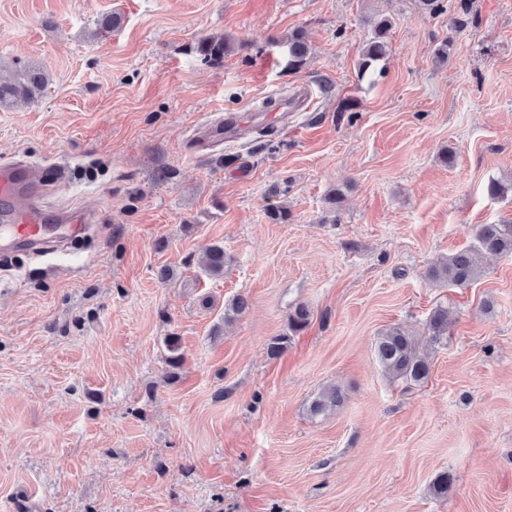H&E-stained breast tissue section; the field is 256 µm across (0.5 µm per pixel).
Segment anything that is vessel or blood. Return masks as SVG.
<instances>
[{"label": "vessel or blood", "mask_w": 512, "mask_h": 512, "mask_svg": "<svg viewBox=\"0 0 512 512\" xmlns=\"http://www.w3.org/2000/svg\"><path fill=\"white\" fill-rule=\"evenodd\" d=\"M301 97H279L257 113H225L219 123L198 138L195 149L205 150L211 139L225 138L241 132L247 123L278 126L288 120V114L301 105ZM49 187L42 168L18 160L0 164V254L33 250L50 256L69 241L85 234L91 216L82 210L60 208L47 210L42 199Z\"/></svg>", "instance_id": "vessel-or-blood-1"}]
</instances>
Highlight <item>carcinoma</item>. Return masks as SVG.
<instances>
[{"instance_id": "cac0c4a2", "label": "carcinoma", "mask_w": 512, "mask_h": 512, "mask_svg": "<svg viewBox=\"0 0 512 512\" xmlns=\"http://www.w3.org/2000/svg\"><path fill=\"white\" fill-rule=\"evenodd\" d=\"M368 29V37L360 51L359 70L364 75L375 72L378 64L389 55L392 21L385 16H375L368 21ZM285 44L288 48V69L302 68L309 56L308 39L304 31L295 30L288 34ZM230 49V41L226 38L222 40L207 37L199 43V51L204 59L213 63L222 62ZM47 81L48 76L41 69L29 68L19 71L11 81L0 82V104L12 103L17 99H32ZM474 237L475 246L434 261L427 270V279L436 284L467 287L477 281L483 273L477 258L479 253L512 255V223L479 224L475 228ZM225 263L224 247L213 244L205 249L204 267L209 274H223ZM310 317L311 313L306 305H297L288 315V334L272 338L267 345L268 354L273 358L280 356L287 349L292 337L309 326ZM447 333L448 310L440 307L435 309L427 320V341L440 344ZM419 342V336L401 326H393L376 338V358L388 378L414 385L428 378L430 367L419 355ZM165 345L168 351L166 363L174 375L184 363L180 338L168 336ZM342 400L341 392L333 389L313 400L309 412L313 416H318L340 405Z\"/></svg>"}]
</instances>
